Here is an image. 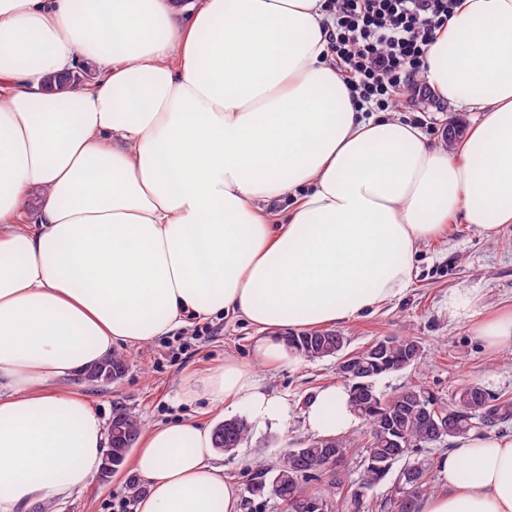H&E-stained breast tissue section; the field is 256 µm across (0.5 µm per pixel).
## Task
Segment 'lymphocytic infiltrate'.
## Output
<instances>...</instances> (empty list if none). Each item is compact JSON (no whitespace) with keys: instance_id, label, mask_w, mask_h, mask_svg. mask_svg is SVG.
Returning a JSON list of instances; mask_svg holds the SVG:
<instances>
[{"instance_id":"1","label":"lymphocytic infiltrate","mask_w":512,"mask_h":512,"mask_svg":"<svg viewBox=\"0 0 512 512\" xmlns=\"http://www.w3.org/2000/svg\"><path fill=\"white\" fill-rule=\"evenodd\" d=\"M328 52L354 101L393 112L421 96L417 77L458 0H324Z\"/></svg>"}]
</instances>
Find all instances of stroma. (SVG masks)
Segmentation results:
<instances>
[{
  "instance_id": "obj_1",
  "label": "stroma",
  "mask_w": 512,
  "mask_h": 512,
  "mask_svg": "<svg viewBox=\"0 0 512 512\" xmlns=\"http://www.w3.org/2000/svg\"><path fill=\"white\" fill-rule=\"evenodd\" d=\"M398 116L422 123L431 141L441 148L446 145L449 122L466 128L475 118L474 113L455 111L434 97L403 104ZM416 267L414 285L403 298L361 320L339 325V332L347 338V351L361 350L383 336L409 334L421 343V366L379 378L377 388L383 394L420 384L447 400L465 384L476 382L495 395L512 399V346L488 348L473 336L469 324L448 315V293L455 289L476 290L479 304L487 312L512 306V230L487 236L454 222L446 236L421 247ZM208 324L209 333L200 336L188 328L141 347L123 348L127 370L117 383L105 389L82 382L79 390L107 421L112 418L113 405L120 402L148 427L180 420L218 424L224 413L207 400L184 399L181 380L223 362L228 355L251 362L258 333L247 323L221 314L209 318ZM336 364L333 357L299 358L289 365L257 367V376L273 395L285 401L287 412L281 426L252 432L234 454L217 456L227 481L245 491L244 512H287L286 505L274 497L248 495L256 475L254 462L259 459L273 467L283 448L311 439L304 413L317 389L340 384ZM351 437L354 447L340 475L319 474L310 482V489L357 481L365 427H357ZM134 478L131 467L126 466L107 481L92 480L82 494L58 501L56 512H113L120 499L129 497Z\"/></svg>"
}]
</instances>
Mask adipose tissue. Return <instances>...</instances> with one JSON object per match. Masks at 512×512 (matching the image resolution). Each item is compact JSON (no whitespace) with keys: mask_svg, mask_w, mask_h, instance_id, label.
I'll return each instance as SVG.
<instances>
[{"mask_svg":"<svg viewBox=\"0 0 512 512\" xmlns=\"http://www.w3.org/2000/svg\"><path fill=\"white\" fill-rule=\"evenodd\" d=\"M326 22L323 0H0V512L89 487L107 436L73 380L117 347L224 313L258 331L255 361L282 364L287 331L405 294L451 221L512 224V0H461L428 48L424 82L475 115L450 151L357 106ZM448 314L512 344V308L461 289ZM182 392L258 430L286 413L232 357ZM348 400L321 387L308 428L350 433ZM215 459L210 425L150 427L136 512H243ZM435 466L419 512H512V433L470 432Z\"/></svg>","mask_w":512,"mask_h":512,"instance_id":"adipose-tissue-1","label":"adipose tissue"}]
</instances>
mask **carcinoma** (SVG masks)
I'll list each match as a JSON object with an SVG mask.
<instances>
[{"label": "carcinoma", "instance_id": "obj_1", "mask_svg": "<svg viewBox=\"0 0 512 512\" xmlns=\"http://www.w3.org/2000/svg\"><path fill=\"white\" fill-rule=\"evenodd\" d=\"M287 344L292 355L313 361L340 357L346 337L337 331H309L289 335ZM419 347L420 342L413 336H396L379 356L359 354L360 370L349 376V411L362 421L367 433L363 468L357 482L346 493L351 512H362L370 492L391 476L394 465L400 461L403 466L388 490L390 505L394 512H418V499L432 491L433 462L426 456H411L412 450L451 442L490 419L512 417V401L490 393L478 383L461 388L449 403L422 385L406 387L389 397L381 394L376 380L402 370L404 365L417 368L421 360V354L417 353ZM125 369V358L115 355L86 367L84 380L110 386L122 378ZM435 422L445 429L443 434L433 431ZM110 426L109 448L99 475L102 481L125 464L142 432L141 422L120 402L114 406ZM250 431L245 419H226L215 426V448L234 451L248 439ZM352 444V438L342 435L316 438L298 448H287L274 471L260 469L250 491L259 497L272 495L289 510L295 502L305 501L309 504L306 512H332L336 487L318 493L305 490L303 484L321 473L325 453L345 456Z\"/></svg>", "mask_w": 512, "mask_h": 512}]
</instances>
